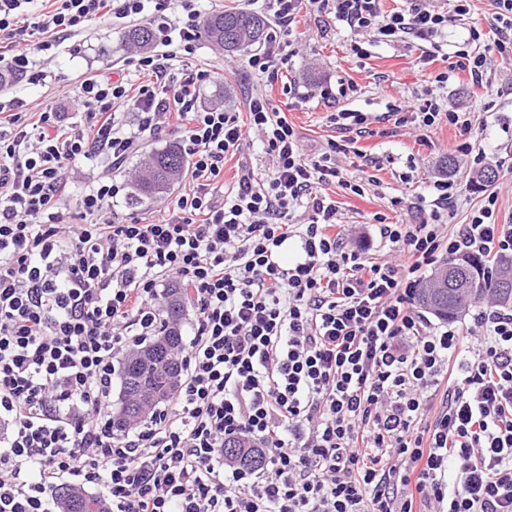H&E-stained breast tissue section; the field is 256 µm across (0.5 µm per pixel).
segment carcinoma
Segmentation results:
<instances>
[{"instance_id":"obj_1","label":"carcinoma","mask_w":512,"mask_h":512,"mask_svg":"<svg viewBox=\"0 0 512 512\" xmlns=\"http://www.w3.org/2000/svg\"><path fill=\"white\" fill-rule=\"evenodd\" d=\"M203 29L214 45L226 52H235L266 39L268 23L262 16L240 8L206 16ZM154 38L153 29L143 25L128 30L124 41L146 49ZM186 167L187 157L177 146L153 152L144 173L134 182L135 192L131 201L141 203L169 194ZM445 266L448 267V283L435 290L433 299L432 311L439 318H455L488 293L499 302L512 305V266L499 270L493 276L476 258H450ZM184 315L185 303L178 289L168 290L165 316L159 319L153 336L123 359L118 370L120 391L118 407L112 412V432L122 434L144 418L136 407V397L140 392L152 393L155 406L172 400L182 368L178 350L184 345L181 329ZM139 352H154L167 359L168 369L160 373L137 360ZM224 455L237 458L249 467H257L261 463L259 453L248 451L234 441L224 444ZM88 495L100 503V512H111L104 498L82 488L63 484L54 492L59 512H67V507L78 504Z\"/></svg>"}]
</instances>
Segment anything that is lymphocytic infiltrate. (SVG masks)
<instances>
[{
  "instance_id": "lymphocytic-infiltrate-1",
  "label": "lymphocytic infiltrate",
  "mask_w": 512,
  "mask_h": 512,
  "mask_svg": "<svg viewBox=\"0 0 512 512\" xmlns=\"http://www.w3.org/2000/svg\"><path fill=\"white\" fill-rule=\"evenodd\" d=\"M146 2L0 0V68L22 74L93 21L161 14L160 49L136 61L151 76L137 93L89 77L73 120L49 104L0 102V512H55L61 480L102 488L112 512H512V307L483 299L460 328L416 305L439 257L481 255L493 274L512 255L497 191L452 230L444 217L458 183L438 178L427 218L380 225L382 258L347 249L319 189L359 193L339 158L366 115L338 110L341 140L309 154L266 94L250 97L244 118L201 107L210 74L187 64L201 38L197 0ZM305 4L389 42L430 44L471 10V0L449 12L409 0L390 13L380 0H261L272 30L245 61L257 77L287 65L281 36ZM387 117L473 128L432 87L417 104L395 98ZM169 130L194 185L157 219L116 222L125 186L108 175L72 193L80 163L103 155L121 168L140 140ZM253 131L276 166L240 168L225 191L224 158ZM298 205L307 223H290ZM167 278L196 309L180 387L117 437L114 361L152 335ZM232 439L261 466L226 459Z\"/></svg>"
}]
</instances>
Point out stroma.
Wrapping results in <instances>:
<instances>
[{
  "label": "stroma",
  "mask_w": 512,
  "mask_h": 512,
  "mask_svg": "<svg viewBox=\"0 0 512 512\" xmlns=\"http://www.w3.org/2000/svg\"><path fill=\"white\" fill-rule=\"evenodd\" d=\"M132 26V21L127 19L93 22L50 52L37 55L32 72L0 88V102L15 99L36 110L52 101L59 111L73 113L77 110L73 101L76 88L86 76L114 73L125 76L131 84H139L142 77L128 63L129 48L123 41L125 32ZM474 28L485 33L488 42L499 39L492 0H473L469 15L444 30L440 38L442 53L425 66L419 61L423 49L414 38L385 43L327 17L318 21L306 12L299 15L291 35L296 53L287 68L269 82L271 101L276 109L286 113L289 123L302 134L306 148L311 151L326 146L330 140L340 139V131L330 121L331 113L350 108L368 114V131L357 142L366 156L365 165L346 168L348 179L363 186V194H353L337 184L323 186L321 192L335 201L344 223L363 225L373 234L369 256L377 257L385 252L376 237L377 217H385L393 224L411 218L406 210L393 205V197L402 192L412 202L429 197V186L441 176L444 160L461 157L458 150L461 138L454 127L442 123L428 129L398 128L385 120L386 105L398 94L412 99L419 97L429 76L447 69V55L459 50ZM355 42L361 43L365 57H356L351 52L350 46ZM249 55L246 49L228 53L218 50L208 40H200L191 57L192 67L212 75L202 89L203 99H210L222 89L227 95L226 110L244 111L247 98L260 85L243 66ZM490 56L491 65L482 84H473L468 73L458 71L450 75L443 96L449 108L474 113L476 125L471 143L475 149L484 151L487 164L498 170L500 213L506 216L512 214V54L494 50ZM348 80L360 87L355 96L335 100L322 97V89H338L340 83ZM178 142L174 133L147 139L116 171L110 170L104 158L83 165L75 188L84 190L89 179L102 171L111 172L117 181L132 180L134 172L143 168L152 151ZM242 166L269 172L275 167V159L258 137L252 135L227 156L225 184L235 182L237 170ZM403 174L410 176V184H401L399 177ZM192 186L191 177L186 176L176 185L174 195L141 205L130 204L124 196L118 199L114 211L118 220L146 223L167 210L175 194L184 193Z\"/></svg>",
  "instance_id": "obj_1"
}]
</instances>
